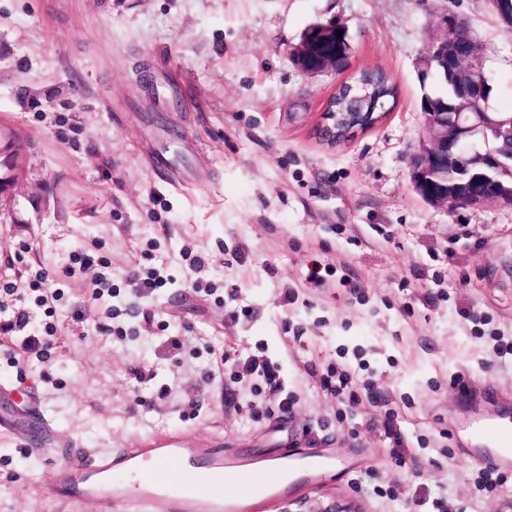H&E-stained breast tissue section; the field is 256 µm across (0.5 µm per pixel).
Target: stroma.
Here are the masks:
<instances>
[{"mask_svg": "<svg viewBox=\"0 0 512 512\" xmlns=\"http://www.w3.org/2000/svg\"><path fill=\"white\" fill-rule=\"evenodd\" d=\"M448 13L512 112V29L489 0H0V277L23 285L36 326L35 271L64 293L49 354L0 345V512H97L51 498L56 450L167 435L244 463L278 448L332 459L276 496L225 488L238 512L303 496L512 512V469L469 451L475 423L512 415L497 353L512 339V207L431 205L408 168L426 134L420 62ZM329 22L348 31V66L308 75L289 50ZM374 68L394 108L322 139L323 103ZM87 249L104 265L71 270ZM136 268L165 281L140 302L148 320L128 311ZM103 278L113 296L92 299ZM248 360L277 367L278 395ZM336 368L371 396L337 400L320 384ZM44 419L47 455L26 442Z\"/></svg>", "mask_w": 512, "mask_h": 512, "instance_id": "35a3bbf8", "label": "stroma"}]
</instances>
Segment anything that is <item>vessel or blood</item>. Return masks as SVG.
<instances>
[{
  "instance_id": "obj_1",
  "label": "vessel or blood",
  "mask_w": 512,
  "mask_h": 512,
  "mask_svg": "<svg viewBox=\"0 0 512 512\" xmlns=\"http://www.w3.org/2000/svg\"><path fill=\"white\" fill-rule=\"evenodd\" d=\"M473 435L485 448L496 451L500 465L512 467V422L476 425ZM278 470L308 467L330 468L329 459L305 455L293 448L282 449L276 458ZM224 455L215 451L202 457L191 449L167 442L146 448H99L90 452H69L52 490L55 497L66 500L93 498L100 512L112 508L114 482L127 478L136 498L158 503L162 512H181L188 496L208 494L213 512H223L224 494L204 492L203 474L223 473Z\"/></svg>"
}]
</instances>
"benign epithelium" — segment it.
<instances>
[{
  "mask_svg": "<svg viewBox=\"0 0 512 512\" xmlns=\"http://www.w3.org/2000/svg\"><path fill=\"white\" fill-rule=\"evenodd\" d=\"M466 40L476 44L467 27L454 16L443 18L440 33L429 45L423 56V73L436 70L448 71V62L454 63L453 73L463 89L459 106L453 112L424 113L427 135L419 142L410 158L411 178L416 192L426 202L454 210L464 206H477L498 202L512 206V188L504 186V179L512 182V164H501L497 177L472 175L468 179L448 181V154L458 151L457 164L469 171L486 165L493 154L483 147L487 132L498 133L506 126L512 128L511 112H491L482 89L488 86L485 59L476 50L468 55L454 54L456 46ZM290 54L301 69L309 75H319L330 69L340 71L346 67L349 56L336 54V24L317 23L303 34ZM359 78L344 82L340 87L349 88L355 113L338 112L327 101L323 110L320 135L336 140V131L350 136L359 130L352 117L360 116L366 94L358 91ZM282 512H359L348 504L317 497H304L288 501Z\"/></svg>",
  "mask_w": 512,
  "mask_h": 512,
  "instance_id": "1",
  "label": "benign epithelium"
}]
</instances>
